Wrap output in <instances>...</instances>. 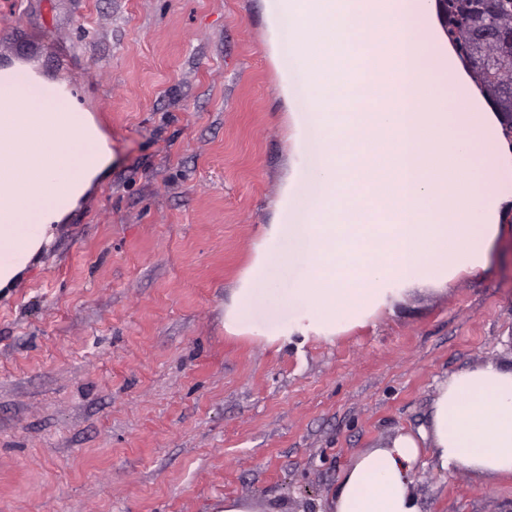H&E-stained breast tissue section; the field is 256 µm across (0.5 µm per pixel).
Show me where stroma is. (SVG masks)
Instances as JSON below:
<instances>
[{"label":"stroma","mask_w":512,"mask_h":512,"mask_svg":"<svg viewBox=\"0 0 512 512\" xmlns=\"http://www.w3.org/2000/svg\"><path fill=\"white\" fill-rule=\"evenodd\" d=\"M265 0H0V66L66 81L105 182L0 291V512H330L357 455L428 424L439 382L512 361V241L365 325L285 346L224 304L299 159ZM422 512L512 483L415 470Z\"/></svg>","instance_id":"stroma-1"}]
</instances>
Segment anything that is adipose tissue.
Here are the masks:
<instances>
[{
	"instance_id": "adipose-tissue-1",
	"label": "adipose tissue",
	"mask_w": 512,
	"mask_h": 512,
	"mask_svg": "<svg viewBox=\"0 0 512 512\" xmlns=\"http://www.w3.org/2000/svg\"><path fill=\"white\" fill-rule=\"evenodd\" d=\"M278 0L288 36L278 54L289 94L304 100L323 66L319 111L297 115L300 156L320 154L289 179L224 307V329L281 345L335 337L365 324L406 290L485 271L512 199V138L480 107L413 112L470 86L463 69L437 70L411 45L436 36L432 0ZM384 31L382 93L365 83L356 29ZM86 154L72 164L77 143ZM112 151L64 83L29 68L0 69V289L49 244L57 224L103 182ZM429 451L441 468L512 480V365L486 363L440 382L430 423L361 452L341 476L333 512H421L413 465Z\"/></svg>"
}]
</instances>
